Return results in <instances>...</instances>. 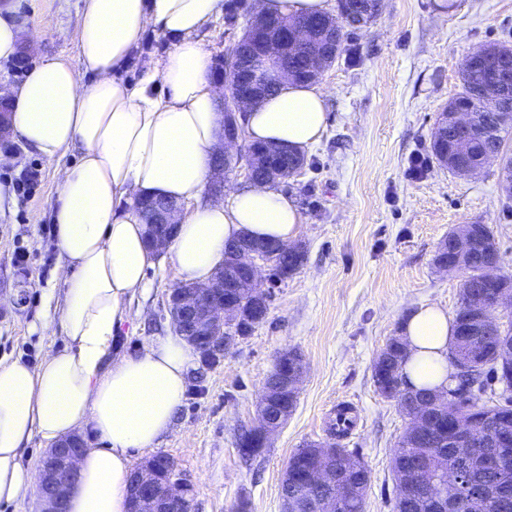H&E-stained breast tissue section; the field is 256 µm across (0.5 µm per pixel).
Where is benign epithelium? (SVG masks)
Listing matches in <instances>:
<instances>
[{"label":"benign epithelium","mask_w":512,"mask_h":512,"mask_svg":"<svg viewBox=\"0 0 512 512\" xmlns=\"http://www.w3.org/2000/svg\"><path fill=\"white\" fill-rule=\"evenodd\" d=\"M338 16L325 15L319 19L300 23H280L269 19L268 13L249 9L251 22L242 39L251 43L252 50L242 56H229L218 62L215 69L224 73L220 82L230 83L231 94L224 99V137L213 153V174L207 186L211 198L224 196V171L235 166L244 171L245 177L254 184H271L281 179L283 168L294 159L287 149L273 148L253 152L242 145L245 139L244 121L247 109L254 105L259 88L267 81L266 65L270 60L285 54H293L297 48L313 38L316 32L334 27L344 20L342 2H337ZM437 126L456 131L454 156L463 157L472 136L476 134L477 120L472 114L457 106L440 115ZM177 202H160L141 207L143 223L147 227L150 244L163 251L170 242L177 222L174 214L180 211ZM448 239L452 248L449 260L435 258L436 266L443 271L467 270L471 248L475 245L474 228L471 224H458ZM238 263L233 270L218 269L207 286L184 283L168 294L167 309L171 327L187 337L190 344L201 353V358L225 355L240 338L239 322L243 300L269 310L273 288L295 272L282 268L273 256L294 253L298 245L267 243L259 247L246 239L236 244ZM479 278L491 284V301L477 302L472 307V324L483 329L502 330V319L512 314V276L501 271L500 262L487 265L477 271ZM236 291L240 300L235 301L224 290ZM284 386L292 395H298V386L305 366L288 370L285 354L278 356ZM289 412L282 411L274 417L263 416L255 434L266 444L267 438L288 419ZM479 416L473 413L453 419L451 433L440 445L471 442L477 435ZM87 442L79 435H69L47 449L38 466L40 485L39 512H66V503L77 476L76 464L87 451ZM441 456L417 468L415 480L427 483L442 474L448 484H460L457 470L440 465ZM335 481L329 464L319 462L307 475L306 484L327 485ZM193 485L177 467L164 456L146 461L132 476L130 483V512H191Z\"/></svg>","instance_id":"obj_1"}]
</instances>
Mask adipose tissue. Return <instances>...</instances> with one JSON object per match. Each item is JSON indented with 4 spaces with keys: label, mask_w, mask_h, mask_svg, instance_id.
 <instances>
[{
    "label": "adipose tissue",
    "mask_w": 512,
    "mask_h": 512,
    "mask_svg": "<svg viewBox=\"0 0 512 512\" xmlns=\"http://www.w3.org/2000/svg\"><path fill=\"white\" fill-rule=\"evenodd\" d=\"M76 24V61L41 57L11 89L12 131L47 160L77 154L60 171L52 222L66 291L58 321L63 347L37 367L0 364V503L37 484L22 463L33 436L53 443L84 427L101 442L78 464L67 512H127L130 452L152 448L172 425L195 353L176 333L131 355L119 352L126 304L154 268L139 197L191 203L169 244L187 281L208 282L239 238H296L302 216L287 195L247 186L226 201L204 200L211 155L222 132L219 90L201 31L223 0H84ZM169 37L171 51L137 83L121 73L147 30ZM327 126L325 94L282 80L247 116L246 138L303 151ZM403 373L416 388L447 387L452 334L435 306L402 326Z\"/></svg>",
    "instance_id": "ef3b65f1"
}]
</instances>
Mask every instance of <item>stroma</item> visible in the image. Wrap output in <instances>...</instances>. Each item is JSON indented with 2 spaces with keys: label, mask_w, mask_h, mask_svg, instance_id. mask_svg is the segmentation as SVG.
Returning a JSON list of instances; mask_svg holds the SVG:
<instances>
[{
  "label": "stroma",
  "mask_w": 512,
  "mask_h": 512,
  "mask_svg": "<svg viewBox=\"0 0 512 512\" xmlns=\"http://www.w3.org/2000/svg\"><path fill=\"white\" fill-rule=\"evenodd\" d=\"M23 38L39 36L40 56H77L75 28L83 0H11ZM493 43L512 45V0H382L378 16L356 32L351 49L321 75L327 127L302 168L278 183L302 215L297 241L305 259L275 288L266 319L239 338L217 365L195 363L171 429L154 446L131 453L132 467L164 455L193 485L192 512H283L288 461L309 442L335 441L370 471L364 512H393L391 459L409 427L395 401L378 392L373 366L404 316L423 305L455 315L463 274L444 272L434 256L458 224H485L503 272L512 274V207L501 194L500 167L472 178L440 166L431 132L461 90L466 56ZM9 164L0 184L34 166L40 181L0 214V364L37 366L62 347L42 330L58 318L64 279L55 241L41 231L59 195L60 163L0 142ZM26 251L17 265L18 251ZM151 285L130 304L132 351L171 330L168 292L182 277L160 254ZM301 354L306 372L297 404L266 448L242 457L239 433L256 426L257 405L278 355ZM340 408L356 421L332 437Z\"/></svg>",
  "instance_id": "stroma-1"
}]
</instances>
